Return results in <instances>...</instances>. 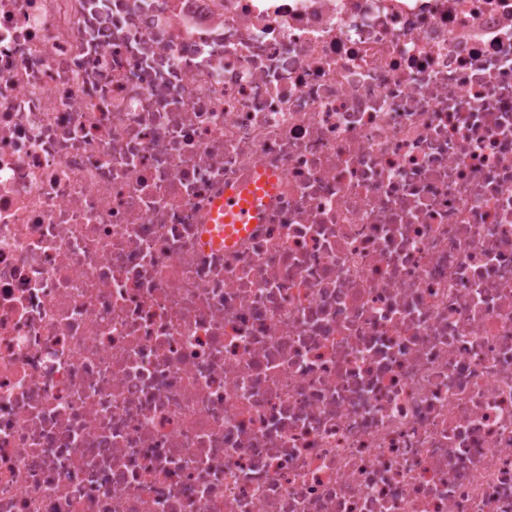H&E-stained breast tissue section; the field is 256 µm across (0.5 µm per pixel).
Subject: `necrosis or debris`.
Segmentation results:
<instances>
[{
	"mask_svg": "<svg viewBox=\"0 0 512 512\" xmlns=\"http://www.w3.org/2000/svg\"><path fill=\"white\" fill-rule=\"evenodd\" d=\"M0 512H512V0H0ZM274 179L268 175L261 176L257 184L251 185L248 190L238 193L237 190L228 189L224 198L216 203V212H226L227 207L231 201L241 199V204L238 209L233 211V215L227 214L226 222L232 224H257L260 221L263 205L267 202L268 197L266 192H270Z\"/></svg>",
	"mask_w": 512,
	"mask_h": 512,
	"instance_id": "obj_1",
	"label": "necrosis or debris"
}]
</instances>
